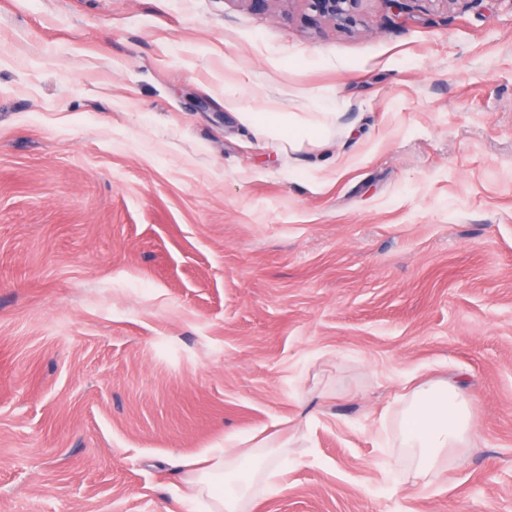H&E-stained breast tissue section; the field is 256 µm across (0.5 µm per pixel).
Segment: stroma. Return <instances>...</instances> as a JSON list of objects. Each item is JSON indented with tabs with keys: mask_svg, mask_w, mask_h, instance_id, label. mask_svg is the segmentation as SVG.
<instances>
[{
	"mask_svg": "<svg viewBox=\"0 0 512 512\" xmlns=\"http://www.w3.org/2000/svg\"><path fill=\"white\" fill-rule=\"evenodd\" d=\"M0 0V512H182L180 463L307 421L250 512H512V0ZM245 73L344 98L308 152ZM474 400L431 487L411 378ZM319 17L346 23L354 18L361 0H306ZM252 97L267 103L266 112H256L242 103V87L224 83V109L234 113L239 123L256 138L271 141L282 150L302 152L317 147L326 135L336 127V119L342 112L337 109L347 106L345 101L329 97L330 102L304 97L299 91L288 93V105L300 112H283L284 101L274 97L267 86H248Z\"/></svg>",
	"mask_w": 512,
	"mask_h": 512,
	"instance_id": "1",
	"label": "stroma"
}]
</instances>
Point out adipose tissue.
<instances>
[{"label": "adipose tissue", "instance_id": "ef3b65f1", "mask_svg": "<svg viewBox=\"0 0 512 512\" xmlns=\"http://www.w3.org/2000/svg\"><path fill=\"white\" fill-rule=\"evenodd\" d=\"M262 99L267 109L258 112L242 103L244 94ZM294 111H285L281 99L267 86L249 90L225 86L224 108L256 138L283 150L301 152L317 147L336 125L343 103L304 97L292 92ZM397 418L399 445L409 451L413 477L422 486L436 483L446 470L449 457L467 447L472 436V400L453 382L430 381L402 398ZM305 424L293 427L287 440L264 439L257 443L229 438L225 447L213 448L203 463L183 464L181 481L186 500L206 503L208 512H248L252 500L271 489L288 469V447L303 441Z\"/></svg>", "mask_w": 512, "mask_h": 512}]
</instances>
